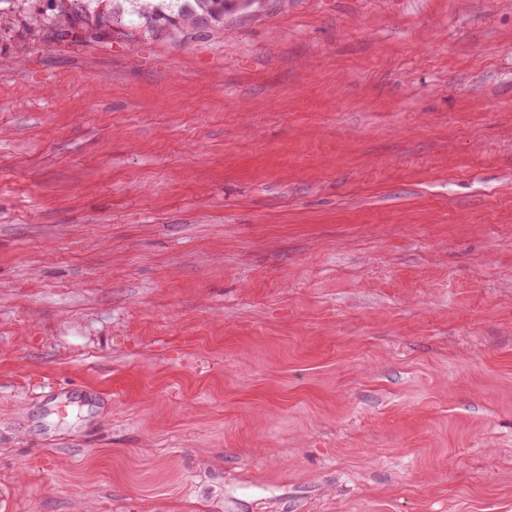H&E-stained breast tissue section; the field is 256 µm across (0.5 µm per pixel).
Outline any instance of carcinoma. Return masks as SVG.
I'll return each mask as SVG.
<instances>
[{"label":"carcinoma","mask_w":512,"mask_h":512,"mask_svg":"<svg viewBox=\"0 0 512 512\" xmlns=\"http://www.w3.org/2000/svg\"><path fill=\"white\" fill-rule=\"evenodd\" d=\"M61 14L73 22L98 24L99 15L92 8L96 0H60ZM127 13L135 15L149 27L164 21L172 27L179 22L192 24L224 23V0H125Z\"/></svg>","instance_id":"cac0c4a2"}]
</instances>
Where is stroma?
<instances>
[{
	"mask_svg": "<svg viewBox=\"0 0 512 512\" xmlns=\"http://www.w3.org/2000/svg\"><path fill=\"white\" fill-rule=\"evenodd\" d=\"M0 0V512H512V0ZM60 12L62 15L69 17L71 22L79 21L82 24L90 25L91 23L98 25L99 15L92 8V4L96 0H60ZM127 13L135 15L148 27L153 28L161 21L171 27L179 26V20L192 24H223L224 0H124ZM169 4H176L172 9ZM167 5V6H166ZM168 8H170L168 10Z\"/></svg>",
	"mask_w": 512,
	"mask_h": 512,
	"instance_id": "1",
	"label": "stroma"
}]
</instances>
